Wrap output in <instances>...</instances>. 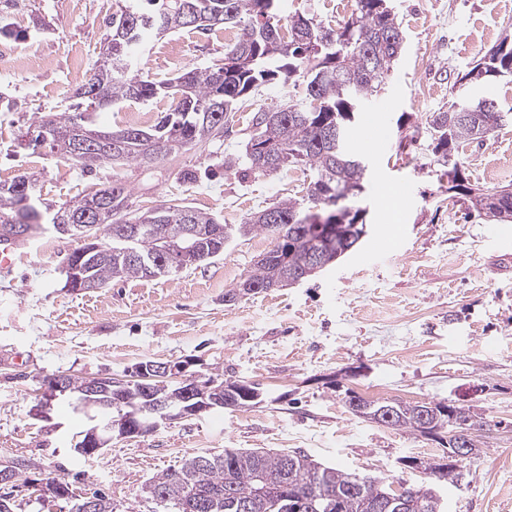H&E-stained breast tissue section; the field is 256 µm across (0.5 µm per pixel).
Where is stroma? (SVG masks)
<instances>
[{"label":"stroma","mask_w":512,"mask_h":512,"mask_svg":"<svg viewBox=\"0 0 512 512\" xmlns=\"http://www.w3.org/2000/svg\"><path fill=\"white\" fill-rule=\"evenodd\" d=\"M126 0H0L5 46L32 64L26 78L0 71V182L38 177L42 199L62 204L102 184L122 181L133 209L174 200L241 224L273 202L301 198L313 177L299 167L269 175L237 164L246 140L237 123L205 152L160 159L151 169H85L22 140L36 116L72 105L93 76L109 22ZM342 0H282L283 16L325 27L348 20ZM402 23L401 55L383 90L389 136L385 152L364 151L366 190L359 204L367 225L360 250L298 285L225 301L270 247L262 233L226 246L197 269L148 280L112 281L90 291L65 285L72 240L41 236L18 243L19 260L0 274V448L33 459L27 481L61 478L84 492L111 497L116 512H166L145 491L163 471L195 452L266 448L296 450L344 470L416 481L404 456L442 455L444 439L354 416L345 390L368 400L451 402L482 417L479 455L461 484L445 491L448 512H512V222L479 216L450 197L449 169L472 188L512 187V122L483 142L455 151L451 164L433 154L427 119L460 96L491 97L512 107V80L473 84L464 74L512 29V0H390ZM227 40L217 29L182 30L141 43L132 71L163 80L192 67L223 64ZM194 170L182 181L181 168ZM403 201L388 225L380 184ZM394 248L371 265L361 249L380 235ZM179 362L201 377L258 384L265 395L246 408L212 410L137 437L113 436L100 454L80 460L73 432L81 414L56 402L50 420L35 413L44 381L55 375L123 379L138 363ZM26 481V483H27ZM14 497L21 512H68L61 500Z\"/></svg>","instance_id":"35a3bbf8"}]
</instances>
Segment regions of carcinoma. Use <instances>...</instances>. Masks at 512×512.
Returning <instances> with one entry per match:
<instances>
[{"mask_svg": "<svg viewBox=\"0 0 512 512\" xmlns=\"http://www.w3.org/2000/svg\"><path fill=\"white\" fill-rule=\"evenodd\" d=\"M280 0H130L112 15V51L100 55L93 78L97 79L94 104L76 91L80 102L60 112L37 117L27 129L28 145L49 149L61 158L80 162L86 168L102 165H127L148 168L153 165L152 141L163 143L164 155L176 158L191 150H202L235 122L242 102L259 87L281 79L302 88V97L273 109L254 112L247 122V140L242 157L246 169L269 174L301 166L314 171V179L302 199L288 198L255 213L242 224H222L207 212L181 203L166 201L152 208L154 222L129 224L131 194L119 180L107 182L93 192L78 195L60 206L47 203L21 205L22 193L16 190L29 181L30 198L41 197V187L33 175H20L0 182V240H26L44 224H65L71 216L92 209L100 195L112 196V219L96 228L105 249L85 258L81 264V289L103 288L116 279L159 278L183 266L176 252L163 250L164 229L174 238L189 233L208 246L224 240L246 237L254 232L271 238L267 261L254 262L245 280L264 292L281 288L298 273L309 269V258L318 253L332 257L347 255L355 247L363 227L359 209L341 211L336 198L365 192L367 166L351 150L348 132L354 126L364 103L375 96L390 75L404 43L403 31L395 13L388 12L387 0H356V9L338 29H328L304 16L288 19V34H283ZM196 12L206 29L230 23L241 27L238 40L224 52V65L233 72L217 79L222 68L195 67L178 77L156 80L134 74L129 62L135 53L133 41L145 30L160 35L190 27L187 14ZM512 78V38L503 39L485 56L476 60L464 75L472 83L491 78ZM172 98L175 103L149 127L125 126L102 130L96 114L112 108L117 101H147ZM503 123L489 111L479 109V101L450 103L434 112L427 121L432 151L443 161H451L459 146L480 142ZM84 130L112 137L118 150L110 156L88 151L74 158L70 148L74 132ZM455 193L470 199L480 214L496 221L512 218V191L504 189L480 193L460 180L451 186ZM330 224L355 226L348 237L326 232ZM136 230L137 249L145 259L157 263L154 273L128 258L126 243L118 235L126 227ZM100 379L74 378L68 393L75 396L77 408L91 421L112 412H128L144 402L136 386H130V400L104 408L86 405L84 387ZM370 415L383 407L394 410L396 429L417 431L415 414L421 403L369 401ZM451 421L467 427H483L470 410L457 406ZM471 459L457 466L437 459L423 469L426 480L418 484L391 488L383 477L363 476L325 466L300 451H274L263 448L226 449L221 453H196L177 469L155 477L147 486L151 496L174 512L182 501L201 498L206 512H238L224 496L230 483L245 499L252 500V512H395L389 499H405L403 512H442L436 486L441 482L459 484ZM35 463L22 454L10 453L0 460V485L19 481ZM64 501L69 512H82L84 493L68 482Z\"/></svg>", "mask_w": 512, "mask_h": 512, "instance_id": "cac0c4a2", "label": "carcinoma"}]
</instances>
